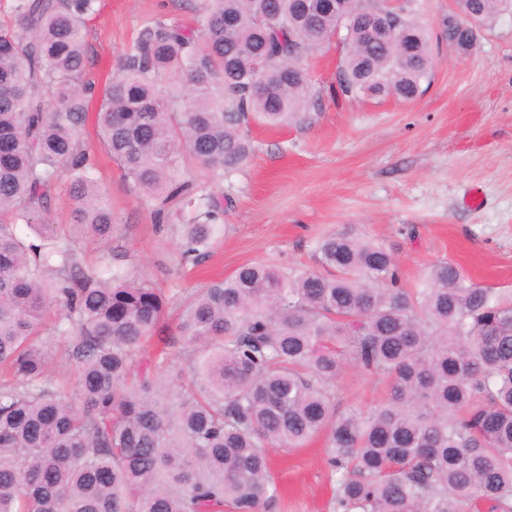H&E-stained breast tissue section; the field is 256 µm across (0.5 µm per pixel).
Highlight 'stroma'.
<instances>
[{"instance_id":"stroma-1","label":"stroma","mask_w":512,"mask_h":512,"mask_svg":"<svg viewBox=\"0 0 512 512\" xmlns=\"http://www.w3.org/2000/svg\"><path fill=\"white\" fill-rule=\"evenodd\" d=\"M203 0H99L88 21L86 77L104 86L143 21L163 15L197 24ZM454 0H420L414 14L438 45L428 89L410 102L390 97L335 100L343 49L325 45L307 61L316 90L299 117L271 129L251 125L254 152L225 175L224 233L197 267L181 265L176 227L161 230L149 204L103 149L91 101L84 141L99 164L105 203L116 218L112 241H88L72 222L59 186L53 223L74 241L84 266L126 265L164 290L192 291L241 265L275 258L313 265L316 242L346 227L394 251L404 284L450 261L480 285L512 290V14L482 26L468 53L446 39ZM478 190L479 206L465 205ZM383 386L347 371L338 412L380 402ZM324 435L305 447L270 451L279 494L268 512H330Z\"/></svg>"}]
</instances>
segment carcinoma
Segmentation results:
<instances>
[{
  "label": "carcinoma",
  "mask_w": 512,
  "mask_h": 512,
  "mask_svg": "<svg viewBox=\"0 0 512 512\" xmlns=\"http://www.w3.org/2000/svg\"><path fill=\"white\" fill-rule=\"evenodd\" d=\"M97 2L11 0L0 24V512H263L269 449L324 429L333 512H512L511 294L452 262L405 288L393 251L352 231L324 236L313 268L252 262L180 299L59 244L46 215L62 173L89 239L115 228L80 137ZM412 2L205 0L195 29L144 21L97 124L159 227L171 200L192 208L183 262H203L222 230L221 181L251 151L242 128L299 115L304 61L336 30L341 95L423 92L435 60ZM455 6L476 28L512 12ZM176 307V332L146 356ZM59 338L68 390L49 373ZM347 369L385 384L377 406L336 414Z\"/></svg>",
  "instance_id": "1"
}]
</instances>
